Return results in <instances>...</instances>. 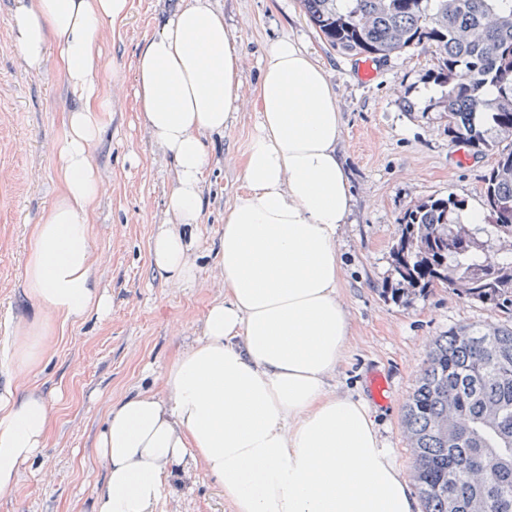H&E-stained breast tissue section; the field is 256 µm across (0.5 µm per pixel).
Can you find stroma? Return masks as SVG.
Masks as SVG:
<instances>
[{"mask_svg": "<svg viewBox=\"0 0 512 512\" xmlns=\"http://www.w3.org/2000/svg\"><path fill=\"white\" fill-rule=\"evenodd\" d=\"M176 0H129L122 25L104 28L99 78L112 100L111 120L92 150L103 184L91 213L95 274L112 296L106 319L67 324L37 376L24 386L59 391L45 448L21 471L18 485L0 493V512H91L105 476L96 444L112 402L138 390L161 388L160 370L200 333L208 304L224 289L215 252L224 212L241 191L240 157L255 129V89L261 60L289 37L326 70L344 126L355 204L339 235L344 276L339 296L352 324L337 392L368 401L380 437L395 462L413 468L405 406L436 336L459 325L501 322L496 310L437 288L411 303L384 297L389 250L403 212L430 196L483 203L493 154L451 144L441 102L447 92L429 72L430 52L407 51L373 62L361 81L363 59L331 49L305 16L299 0H213L243 48L241 107L224 133L206 136L213 161L204 190L202 222L191 257L194 287L163 280L149 261L150 240L163 219L171 189L170 163L137 120L135 62L140 45L157 34ZM17 0H0V342L10 320L27 315L20 288L31 226L57 196L55 142L74 107L60 73L57 49L29 66L13 37ZM387 381L376 399L371 377ZM155 512H230L223 491L190 469L171 479Z\"/></svg>", "mask_w": 512, "mask_h": 512, "instance_id": "stroma-1", "label": "stroma"}]
</instances>
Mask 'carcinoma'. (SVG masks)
<instances>
[{
	"label": "carcinoma",
	"instance_id": "carcinoma-1",
	"mask_svg": "<svg viewBox=\"0 0 512 512\" xmlns=\"http://www.w3.org/2000/svg\"><path fill=\"white\" fill-rule=\"evenodd\" d=\"M301 4L333 49L373 59L434 50L448 138L496 156L484 179L488 223L463 224L465 203L452 195L418 201L400 218L384 293L407 303L465 283V298L506 315L434 340L405 423L425 512H512V249L496 248L512 239V0Z\"/></svg>",
	"mask_w": 512,
	"mask_h": 512
}]
</instances>
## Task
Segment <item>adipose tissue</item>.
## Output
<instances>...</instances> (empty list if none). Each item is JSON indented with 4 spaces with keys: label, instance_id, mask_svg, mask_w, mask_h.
I'll return each mask as SVG.
<instances>
[{
    "label": "adipose tissue",
    "instance_id": "1",
    "mask_svg": "<svg viewBox=\"0 0 512 512\" xmlns=\"http://www.w3.org/2000/svg\"><path fill=\"white\" fill-rule=\"evenodd\" d=\"M129 0H20L13 36L28 65L50 46L77 102L56 141L60 190L32 228L23 289L36 308L10 325L0 361L12 377L41 370L57 325L112 306L95 275L89 215L101 175L91 149L111 116L98 77V37ZM240 55L211 0H181L135 64L138 119L173 165L164 223L150 245L167 282L198 278L190 256L202 218L209 133L240 102ZM257 123L243 190L224 213L216 264L224 294L201 334L161 373L163 394L112 403L97 448L106 464L92 512H153L175 471L193 467L231 512H413L407 474L385 448L364 399L330 391L350 320L337 289V236L353 192L339 151L343 119L325 70L294 40L275 42L256 88ZM53 422L36 389H0V492L44 448Z\"/></svg>",
    "mask_w": 512,
    "mask_h": 512
}]
</instances>
